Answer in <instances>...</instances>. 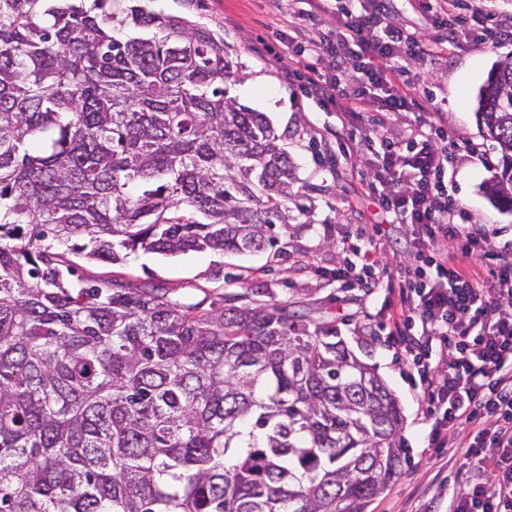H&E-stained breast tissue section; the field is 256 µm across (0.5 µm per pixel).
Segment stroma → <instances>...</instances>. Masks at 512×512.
I'll list each match as a JSON object with an SVG mask.
<instances>
[{
	"label": "stroma",
	"mask_w": 512,
	"mask_h": 512,
	"mask_svg": "<svg viewBox=\"0 0 512 512\" xmlns=\"http://www.w3.org/2000/svg\"><path fill=\"white\" fill-rule=\"evenodd\" d=\"M152 6L223 36L238 64L230 94L266 113L282 134L295 165L304 213L281 234L278 246L266 251L176 256L141 252L122 266L86 263L85 274L160 285L214 309L223 307L226 295H246L258 304H275L334 323L349 348L386 382L403 417L400 444L407 450L406 459L398 476L365 512H446L449 488L465 486L471 472L463 449L448 448L439 454L427 446L430 420L419 378L404 369L402 352L379 330L398 291L346 288L335 278L341 241L373 221L375 208L364 196L375 162L362 145L368 120L362 117L341 125L335 109L324 108L308 95L307 79L288 81L282 76L281 59L289 47L305 33L329 36L331 25L303 26L299 15L309 9L306 0H283L277 11L270 0H153ZM511 57L512 41L494 46L472 36L436 63L401 62L419 93V104L459 137L460 145L452 151L457 204L474 222L508 239L512 209L494 203L486 193L497 173L499 152L481 133L476 94L491 67ZM344 147L350 156H341Z\"/></svg>",
	"instance_id": "stroma-1"
}]
</instances>
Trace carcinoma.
<instances>
[{"mask_svg": "<svg viewBox=\"0 0 512 512\" xmlns=\"http://www.w3.org/2000/svg\"><path fill=\"white\" fill-rule=\"evenodd\" d=\"M224 38L133 0H0V512H365L403 418L335 326L78 260L256 252L297 217ZM512 205V58L478 93Z\"/></svg>", "mask_w": 512, "mask_h": 512, "instance_id": "1", "label": "carcinoma"}]
</instances>
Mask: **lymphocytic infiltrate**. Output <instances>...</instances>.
<instances>
[{
	"mask_svg": "<svg viewBox=\"0 0 512 512\" xmlns=\"http://www.w3.org/2000/svg\"><path fill=\"white\" fill-rule=\"evenodd\" d=\"M504 2L480 0L468 12L463 0H427L429 20L447 35L423 40L394 25L383 0H336L335 33L297 42L284 76L298 78L308 58L327 55L330 72L310 79V96L336 105L341 123L375 112L378 126H385L416 104L396 61L404 55L432 61L462 39L501 35ZM450 142L447 130L424 114L403 137L382 140L367 184L382 220L350 245L336 279L350 284L374 277L371 256L384 225L414 226L388 336L417 367L432 402L428 447H446L452 431L470 461L471 481L449 491L448 512H512V241L497 242L454 209ZM448 241L453 250H444ZM485 265L491 268L487 281L476 274Z\"/></svg>",
	"mask_w": 512,
	"mask_h": 512,
	"instance_id": "1",
	"label": "lymphocytic infiltrate"
}]
</instances>
